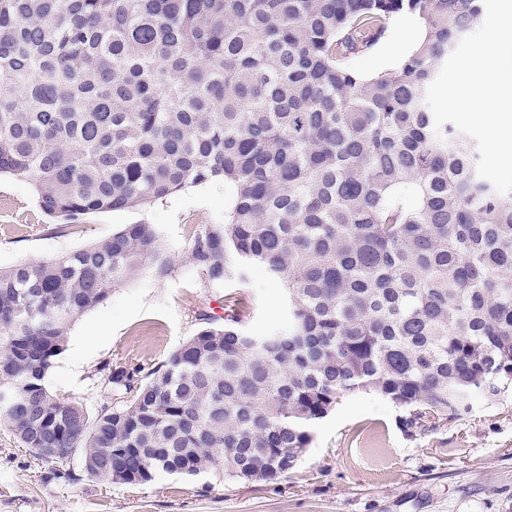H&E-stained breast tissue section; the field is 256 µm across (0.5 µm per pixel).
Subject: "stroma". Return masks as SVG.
I'll list each match as a JSON object with an SVG mask.
<instances>
[{
	"label": "stroma",
	"instance_id": "stroma-1",
	"mask_svg": "<svg viewBox=\"0 0 512 512\" xmlns=\"http://www.w3.org/2000/svg\"><path fill=\"white\" fill-rule=\"evenodd\" d=\"M410 16L394 21L350 67L369 78L408 53ZM234 190L224 183L189 186L165 200L86 216L76 233L49 234L31 184L0 179V268L45 260L102 242L129 224H151L172 259L162 278L144 274L113 288L77 316L45 383L56 395L96 411L109 394L101 367H156L201 326L199 313L223 319L236 300L241 326L259 334L284 319V289L257 266L214 286L188 259L194 234L223 223ZM393 403L358 392L310 429L299 463L268 481L225 478L210 469L195 478L161 474L125 484L38 459L0 429V512H512V391L476 398L466 417L411 438Z\"/></svg>",
	"mask_w": 512,
	"mask_h": 512
}]
</instances>
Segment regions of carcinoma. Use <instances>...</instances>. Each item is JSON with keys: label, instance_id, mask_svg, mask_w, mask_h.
<instances>
[{"label": "carcinoma", "instance_id": "1", "mask_svg": "<svg viewBox=\"0 0 512 512\" xmlns=\"http://www.w3.org/2000/svg\"><path fill=\"white\" fill-rule=\"evenodd\" d=\"M483 0H0V177L31 182L48 233L89 214L234 189L194 237L210 284L253 264L288 321L204 317L146 374L106 367L91 413L45 378L71 321L172 260L151 224L0 269V424L37 458L115 482L273 479L338 398L373 391L421 436L512 387V194L475 143L435 134L425 91ZM420 42L363 79L349 58L400 15Z\"/></svg>", "mask_w": 512, "mask_h": 512}]
</instances>
